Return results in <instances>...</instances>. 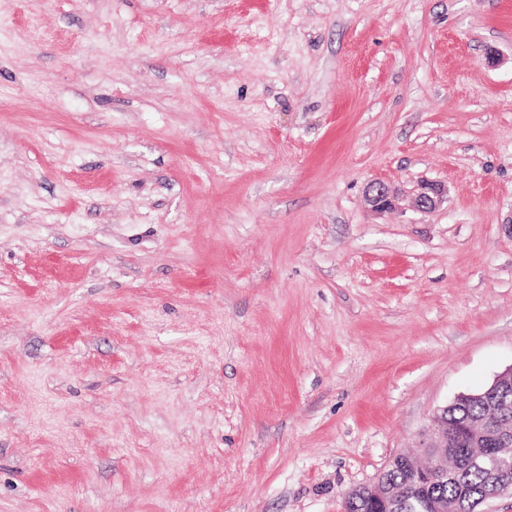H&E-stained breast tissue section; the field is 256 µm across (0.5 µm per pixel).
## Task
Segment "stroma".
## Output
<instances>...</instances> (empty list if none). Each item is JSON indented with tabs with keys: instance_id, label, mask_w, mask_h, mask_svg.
<instances>
[{
	"instance_id": "35a3bbf8",
	"label": "stroma",
	"mask_w": 512,
	"mask_h": 512,
	"mask_svg": "<svg viewBox=\"0 0 512 512\" xmlns=\"http://www.w3.org/2000/svg\"><path fill=\"white\" fill-rule=\"evenodd\" d=\"M510 222L512 0H0V512H343L512 366ZM403 196L399 189L382 181H372L365 189L368 209L378 215L399 209ZM412 195L413 208L427 214L439 209L448 201V187L439 181L422 180Z\"/></svg>"
}]
</instances>
